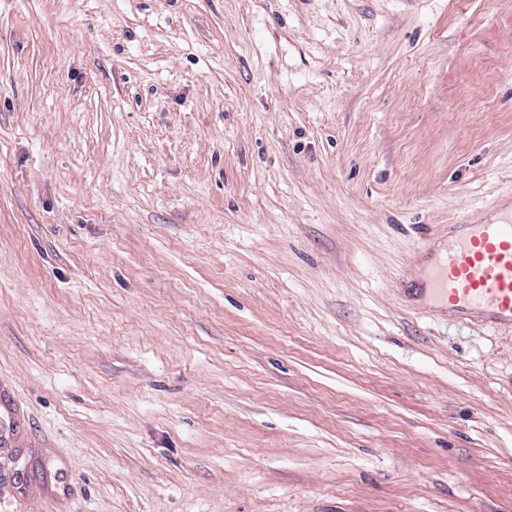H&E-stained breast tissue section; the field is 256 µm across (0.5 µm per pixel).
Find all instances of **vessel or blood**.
I'll return each mask as SVG.
<instances>
[{
  "instance_id": "obj_1",
  "label": "vessel or blood",
  "mask_w": 512,
  "mask_h": 512,
  "mask_svg": "<svg viewBox=\"0 0 512 512\" xmlns=\"http://www.w3.org/2000/svg\"><path fill=\"white\" fill-rule=\"evenodd\" d=\"M416 302L465 324L512 330V218L456 224L440 253L417 255Z\"/></svg>"
}]
</instances>
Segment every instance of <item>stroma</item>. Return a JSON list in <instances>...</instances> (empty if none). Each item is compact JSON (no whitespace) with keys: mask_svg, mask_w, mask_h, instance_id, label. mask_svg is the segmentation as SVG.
<instances>
[{"mask_svg":"<svg viewBox=\"0 0 512 512\" xmlns=\"http://www.w3.org/2000/svg\"><path fill=\"white\" fill-rule=\"evenodd\" d=\"M508 206L512 0H0V512H512ZM416 260L422 286L412 289L416 302L446 309L465 324L512 330V213L502 220L455 224L440 253L425 246Z\"/></svg>","mask_w":512,"mask_h":512,"instance_id":"obj_1","label":"stroma"}]
</instances>
